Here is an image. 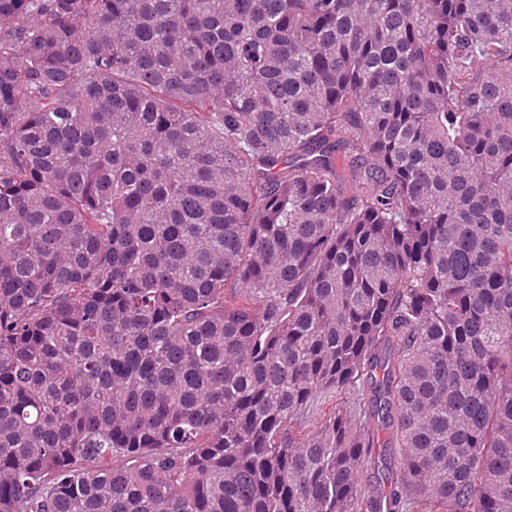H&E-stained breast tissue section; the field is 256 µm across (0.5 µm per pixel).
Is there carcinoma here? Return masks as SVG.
I'll list each match as a JSON object with an SVG mask.
<instances>
[{
	"mask_svg": "<svg viewBox=\"0 0 512 512\" xmlns=\"http://www.w3.org/2000/svg\"><path fill=\"white\" fill-rule=\"evenodd\" d=\"M403 507L512 512V0H0V512Z\"/></svg>",
	"mask_w": 512,
	"mask_h": 512,
	"instance_id": "1",
	"label": "carcinoma"
}]
</instances>
